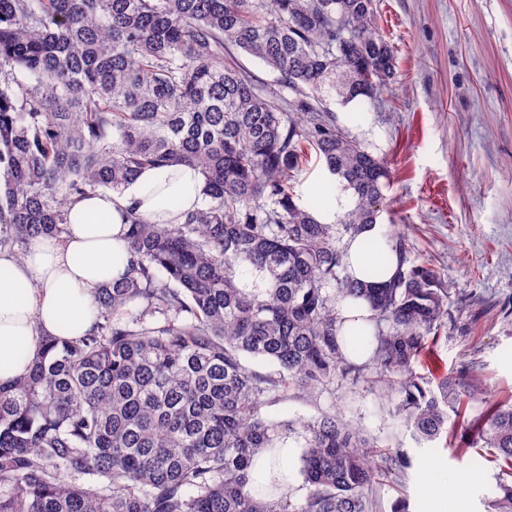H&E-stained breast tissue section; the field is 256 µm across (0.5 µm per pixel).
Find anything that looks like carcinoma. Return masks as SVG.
<instances>
[{"instance_id": "1", "label": "carcinoma", "mask_w": 512, "mask_h": 512, "mask_svg": "<svg viewBox=\"0 0 512 512\" xmlns=\"http://www.w3.org/2000/svg\"><path fill=\"white\" fill-rule=\"evenodd\" d=\"M394 69L376 0H0V248L62 236L76 199L144 166L196 168L206 198L181 224L128 214L126 272L97 292L93 329L43 338L29 372L0 383V512H383L407 451L334 409L288 424L263 409L362 383L433 442L488 393L469 366L435 390L415 371L448 326V289L407 234L385 235L399 259L385 283L343 262L391 171L330 104L373 102ZM313 153L352 199L334 224L296 201ZM358 299L370 315L344 316ZM290 439L306 493L268 500L253 469ZM465 448L500 468L487 512H512V400Z\"/></svg>"}]
</instances>
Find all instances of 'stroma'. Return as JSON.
<instances>
[{
    "label": "stroma",
    "mask_w": 512,
    "mask_h": 512,
    "mask_svg": "<svg viewBox=\"0 0 512 512\" xmlns=\"http://www.w3.org/2000/svg\"><path fill=\"white\" fill-rule=\"evenodd\" d=\"M397 58L374 106L335 105L336 123L393 172L383 228H404L450 289L448 329L417 373L438 382L470 365L512 397V0H378ZM336 408L365 435L413 458L406 480L382 486L384 508L486 512L496 471L475 452L418 443L392 404L365 386L337 384L317 402L267 407L275 420ZM456 494L439 497L437 481Z\"/></svg>",
    "instance_id": "35a3bbf8"
}]
</instances>
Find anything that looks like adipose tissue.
Instances as JSON below:
<instances>
[{"mask_svg":"<svg viewBox=\"0 0 512 512\" xmlns=\"http://www.w3.org/2000/svg\"><path fill=\"white\" fill-rule=\"evenodd\" d=\"M203 204L196 170L146 167L120 192L73 204L63 238H41L21 257L0 252V383L25 374L42 337L67 339L92 328L98 288L126 272L128 211L179 224Z\"/></svg>","mask_w":512,"mask_h":512,"instance_id":"adipose-tissue-1","label":"adipose tissue"}]
</instances>
